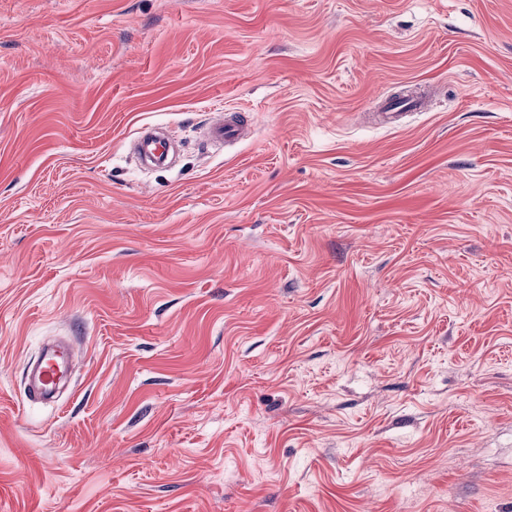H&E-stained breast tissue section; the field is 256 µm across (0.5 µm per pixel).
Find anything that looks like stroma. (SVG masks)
Wrapping results in <instances>:
<instances>
[{
  "label": "stroma",
  "mask_w": 512,
  "mask_h": 512,
  "mask_svg": "<svg viewBox=\"0 0 512 512\" xmlns=\"http://www.w3.org/2000/svg\"><path fill=\"white\" fill-rule=\"evenodd\" d=\"M0 512H512V0H0ZM206 134L208 141L218 146L250 139L254 134L253 117L245 110H219L213 113ZM140 133L134 144L136 159L140 162H146L149 158L154 165L166 167L168 164V138L164 134ZM75 357V349L70 343L44 350L40 363L28 378L26 397L34 402L53 398L60 385L67 380L69 364Z\"/></svg>",
  "instance_id": "stroma-1"
}]
</instances>
